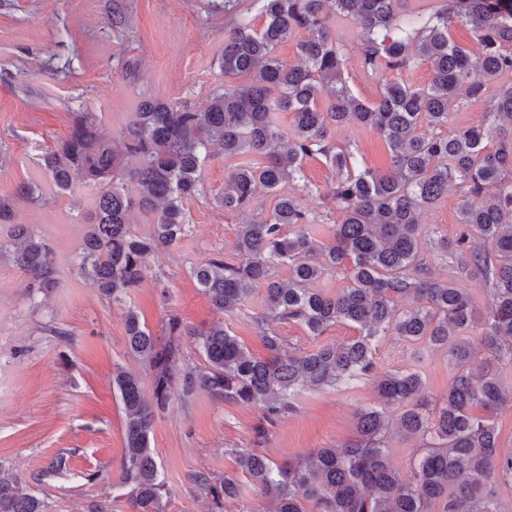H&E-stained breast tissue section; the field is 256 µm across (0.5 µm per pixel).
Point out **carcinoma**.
<instances>
[{
  "label": "carcinoma",
  "instance_id": "1",
  "mask_svg": "<svg viewBox=\"0 0 512 512\" xmlns=\"http://www.w3.org/2000/svg\"><path fill=\"white\" fill-rule=\"evenodd\" d=\"M240 0H224L235 15L224 33L220 59L224 87L206 109L142 101L117 132L78 113L69 135L43 155L41 166L62 191L80 179L96 189L78 270L107 298L121 302L148 277L149 258L187 234L183 201L204 193L202 169L217 145L226 158H242L224 180L219 198L227 211L252 207L259 191L274 200L267 219L237 227V260L218 252L192 268L211 305L227 316L265 290L262 342L255 358L229 327L196 331L178 316L166 338L153 335L138 313H125V339L152 377L147 397L137 374L119 370L113 388L126 413L120 485L131 512H165L168 489L150 445L156 416L178 383L186 395L203 391L230 404L257 405L270 425L296 410L304 390L346 389L373 378L380 405L358 409L357 439L321 448L304 460L276 463L255 448L235 449L238 472L272 502L268 512H508L500 499L512 488V453L500 448L497 411L512 404V385L500 377L512 360V0H443L433 14L400 13L399 0H255L264 24L257 28ZM335 15L352 17L364 31L359 59L367 72L388 69L399 81L366 103L345 79L351 60L331 30ZM467 28L475 49L451 38ZM298 32L299 62L285 66L276 48ZM423 61L432 79L416 88L403 73ZM495 87L479 127H448L464 103ZM326 105H318L320 99ZM293 114L286 133L274 113ZM355 122L381 135L391 151L386 171L366 168L352 151L329 141L332 127ZM320 155L336 174L327 197L340 213L331 242L315 238L309 213L280 186L302 179L303 160ZM458 183L460 232L453 241L423 231L421 214ZM150 216L152 232L131 231L130 217ZM0 224L9 225L0 258L45 297L61 287L54 252L0 200ZM451 260L455 273L481 276L493 302L482 316L457 280H437L423 249ZM288 266V282L277 267ZM342 271L347 285L329 295L316 288ZM411 295L416 304L402 306ZM292 320L318 338L349 322L359 334L312 350L290 348L270 325ZM480 329L474 336L471 330ZM194 339L204 366L185 362L183 342ZM436 347L456 369L443 406L433 411L415 370L377 371L375 351L387 337ZM486 353L476 361L475 345ZM426 440L423 455L404 475L384 444L391 425ZM197 490L217 509L238 496L237 476L196 475ZM0 512H46L44 501L0 467Z\"/></svg>",
  "mask_w": 512,
  "mask_h": 512
}]
</instances>
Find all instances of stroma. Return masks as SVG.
<instances>
[{"mask_svg":"<svg viewBox=\"0 0 512 512\" xmlns=\"http://www.w3.org/2000/svg\"><path fill=\"white\" fill-rule=\"evenodd\" d=\"M116 10L125 14L126 25L113 26ZM230 25L224 0H0V145L7 150L0 198L52 245L61 281L53 295L33 300L20 270L0 261V466L44 498L47 512H86L100 498L111 499L112 512L130 510L117 485L125 413L112 378L117 369L132 371L148 392L152 377L126 347L127 308L159 337L174 314L198 329L230 325L250 354H267L254 321L260 297L228 317L211 306L191 274L214 252L234 259L238 225L271 214L273 200L263 194L245 213L218 204L234 159L219 152L205 162V192L184 204L188 234L151 258L152 277L120 302L107 299L77 271L95 207L93 186L79 183L59 191L41 167L43 154L69 133L75 113H91L102 128L116 131L147 98L204 108L224 83L219 58ZM334 29L354 60L347 73L350 88L363 101H375L394 73L370 74L356 65L364 34L354 19H335ZM331 136L337 148L357 152L365 166L388 167L389 149L372 130L350 122L332 128ZM303 172L310 191L300 201L316 221L319 240L329 241L337 214L323 206L319 194L334 173L320 157L305 159ZM25 181L38 183L42 196H16V185ZM458 203V192L449 190L423 212L422 224L434 237H455ZM375 359L383 372L420 370L432 404L448 390L452 372L443 352L391 337L378 345ZM375 402L368 380L346 390L305 391L297 412L261 439L259 407L229 404L203 391L188 396L173 387L151 436L168 488L166 512H211L210 499L192 478L235 472L234 449L257 448L279 460L344 446L356 435V411ZM60 454L67 459L65 470L46 475Z\"/></svg>","mask_w":512,"mask_h":512,"instance_id":"1","label":"stroma"}]
</instances>
